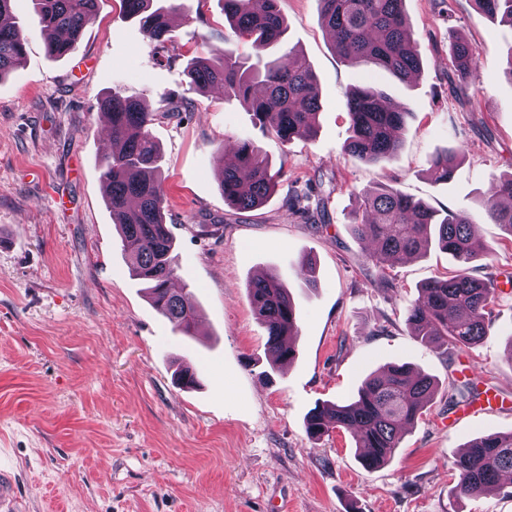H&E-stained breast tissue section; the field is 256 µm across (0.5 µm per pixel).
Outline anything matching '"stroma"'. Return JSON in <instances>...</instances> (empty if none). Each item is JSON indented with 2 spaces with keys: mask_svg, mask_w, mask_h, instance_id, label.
<instances>
[{
  "mask_svg": "<svg viewBox=\"0 0 512 512\" xmlns=\"http://www.w3.org/2000/svg\"><path fill=\"white\" fill-rule=\"evenodd\" d=\"M175 3L168 60L120 0H98L72 52L51 56L31 0H15L27 44L0 81V463L16 476L22 512H512L507 478L476 499L454 493L462 447L512 432V240L481 205L512 167V28L473 0H404L422 61L404 83L343 62L318 0H280L287 33L271 51L298 50L320 88L315 136L284 146L222 89L190 82L188 60L211 48L257 60L221 0ZM452 33L477 49L463 98ZM366 84L412 111L401 150L380 165L343 151L347 98ZM114 92L157 116L175 286L197 304L192 336L131 277L106 203L100 104ZM239 138L284 170L249 212L225 203L217 175L218 154ZM457 145L465 155L452 179L435 181L429 157ZM380 182L473 217L489 252L471 273L499 290L479 345L444 351L413 335L407 310L420 285L456 265L436 248L391 266L369 260L373 247L351 223L359 192ZM263 272L297 308L296 355L284 366L272 365L248 297ZM403 362L438 390L388 464L365 469L347 430L307 436L317 405L349 403L368 374ZM181 365L199 369L198 387L175 385ZM471 379L472 401L460 395Z\"/></svg>",
  "mask_w": 512,
  "mask_h": 512,
  "instance_id": "1",
  "label": "stroma"
}]
</instances>
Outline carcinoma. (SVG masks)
Here are the masks:
<instances>
[{"instance_id":"cac0c4a2","label":"carcinoma","mask_w":512,"mask_h":512,"mask_svg":"<svg viewBox=\"0 0 512 512\" xmlns=\"http://www.w3.org/2000/svg\"><path fill=\"white\" fill-rule=\"evenodd\" d=\"M14 0H0V80L10 75L24 56L22 30L4 22ZM98 0H33L51 55H67L83 29L91 23ZM126 13L139 18L148 40L169 51L168 16L175 9L169 0H121ZM279 0H224V18L239 38L252 41L261 52L278 44L285 33ZM479 13L512 27V0H473ZM321 20L334 48L349 65L369 62L403 82L420 72L421 60L412 45L403 0H319ZM451 56L464 86L476 73V48L453 39ZM187 71L200 92L221 84L224 96L238 100L254 120L270 127L283 146L312 137L320 109V91L310 63L295 49L255 67L231 49H210L191 58ZM382 90L374 85L355 88L347 112L351 136L344 146L348 156L370 164L392 159L400 150L407 107L382 109ZM102 133L113 145L100 164L107 184V204L119 226L129 269L155 308L185 336L193 335L197 307L191 292L175 293L170 283L176 275L173 237L164 213V193L159 173L162 155L149 127L155 114L140 100L112 94L103 102ZM463 149L453 147L428 160L439 182H448ZM220 187L224 201L239 211L262 206L274 192L283 170L271 172L266 156L250 141L242 140L229 159L219 155ZM352 232L371 240L370 254L378 264L400 262L422 254L431 246L445 250L462 266L487 253L473 218L460 211H438L396 188L380 185L361 193ZM485 217L512 236V173L493 182L483 200ZM250 303L267 332V350L276 365L295 358L285 337L296 331L297 313L288 290L272 273L251 280ZM495 286L466 270L426 282L408 309L407 321L416 336L439 348L463 349L481 341L488 329L489 307ZM437 382L406 363L390 364L365 378L353 400L344 405L313 409L305 423L306 434L319 439L336 428L354 434L365 467L385 464L399 448L402 434L431 402ZM459 498H477L498 486L500 477L512 473V432L477 437L467 443L456 460Z\"/></svg>"}]
</instances>
